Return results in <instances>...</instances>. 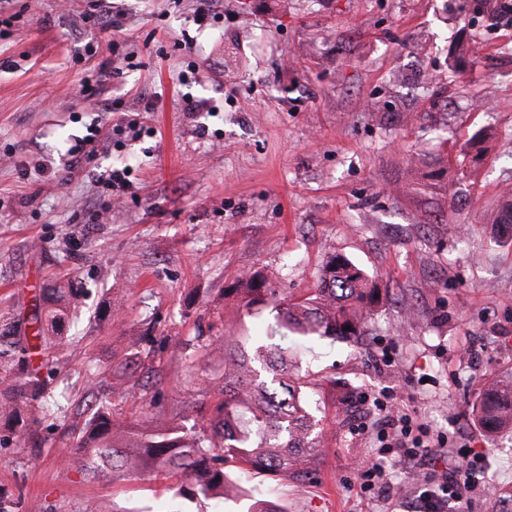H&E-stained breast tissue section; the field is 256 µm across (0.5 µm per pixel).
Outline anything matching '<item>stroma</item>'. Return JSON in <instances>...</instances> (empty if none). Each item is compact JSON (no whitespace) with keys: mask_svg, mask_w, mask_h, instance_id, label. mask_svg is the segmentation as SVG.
I'll return each mask as SVG.
<instances>
[{"mask_svg":"<svg viewBox=\"0 0 512 512\" xmlns=\"http://www.w3.org/2000/svg\"><path fill=\"white\" fill-rule=\"evenodd\" d=\"M95 129L96 152L77 151ZM112 169L129 190L105 185ZM510 186L512 0H112L108 17L0 0V321L26 319L36 286L80 294L50 377L64 415L24 448L0 429V488L22 512H247L259 488L286 512H419L463 456L475 478L446 512H512V433L475 416L512 379V238L491 229ZM332 252L381 300L363 335L299 350L313 475L228 463L238 497L190 502L176 479L105 482L70 460L97 375L128 422L212 415L180 385L186 340L261 334L226 288L262 273L299 296ZM146 336L131 392L113 367ZM388 409L424 425L422 465L383 446Z\"/></svg>","mask_w":512,"mask_h":512,"instance_id":"1","label":"stroma"}]
</instances>
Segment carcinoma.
I'll use <instances>...</instances> for the list:
<instances>
[{"label": "carcinoma", "instance_id": "carcinoma-1", "mask_svg": "<svg viewBox=\"0 0 512 512\" xmlns=\"http://www.w3.org/2000/svg\"><path fill=\"white\" fill-rule=\"evenodd\" d=\"M243 295L247 309L274 314L267 335H228L219 343L201 336L191 340L195 351L208 357L217 347L224 351L217 414L189 432L180 426L140 432L135 443L126 446L114 434L112 395L97 397L72 443L85 471L98 479L146 469L172 472L181 477L183 495L222 499L234 487L224 472L229 459L285 477L315 470L317 421L296 378L297 365L288 358V342L358 335L376 287L349 259L334 254L322 266L317 288L298 303L287 302L262 275L245 279ZM47 297L44 288L24 327L0 329V421L10 426L18 446L26 444L38 418L54 412L42 370L54 362L58 351L49 328L60 324L68 312L44 307ZM187 372L188 386L209 393L198 361L187 364ZM477 417L492 432L512 428V381L485 394Z\"/></svg>", "mask_w": 512, "mask_h": 512}]
</instances>
